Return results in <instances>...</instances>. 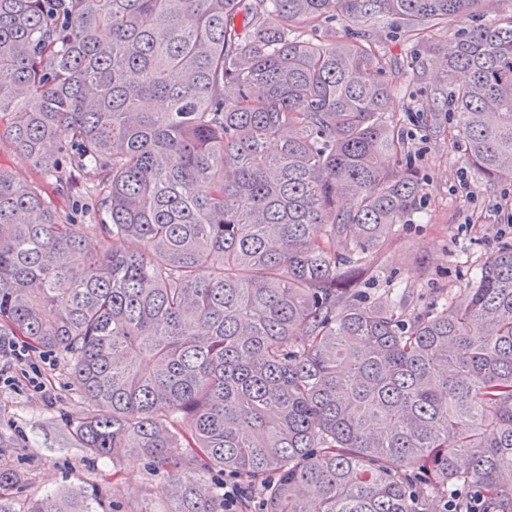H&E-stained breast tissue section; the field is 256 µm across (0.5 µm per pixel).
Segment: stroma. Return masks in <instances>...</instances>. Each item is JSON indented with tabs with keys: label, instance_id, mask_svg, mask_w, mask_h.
<instances>
[{
	"label": "stroma",
	"instance_id": "stroma-1",
	"mask_svg": "<svg viewBox=\"0 0 512 512\" xmlns=\"http://www.w3.org/2000/svg\"><path fill=\"white\" fill-rule=\"evenodd\" d=\"M418 62L408 89L394 94L389 110L403 152L419 172L421 207L396 225L378 253L383 273L369 283L367 294L394 288L424 313L466 287L489 255L512 243V180L488 182L475 174L454 140L453 113L433 118L426 111L437 86L429 46H420ZM31 357L43 370L48 394L30 390L20 369L14 385L0 388V466L22 476L16 507L32 494L97 489L104 512H165L169 501L144 458L128 455L115 467L79 448L74 428L89 404L65 354L35 349Z\"/></svg>",
	"mask_w": 512,
	"mask_h": 512
}]
</instances>
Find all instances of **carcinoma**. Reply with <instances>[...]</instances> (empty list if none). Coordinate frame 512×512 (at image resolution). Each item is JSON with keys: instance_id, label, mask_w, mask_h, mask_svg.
<instances>
[{"instance_id": "1", "label": "carcinoma", "mask_w": 512, "mask_h": 512, "mask_svg": "<svg viewBox=\"0 0 512 512\" xmlns=\"http://www.w3.org/2000/svg\"><path fill=\"white\" fill-rule=\"evenodd\" d=\"M482 2L0 0V134L46 182L0 167V324L70 355L105 410L80 447L144 457L167 512H224L218 475L259 512H512V245L425 314L362 294L421 191L369 22L469 21L433 44L436 107L512 179V19ZM77 176L93 249L54 201ZM20 482L0 467V512Z\"/></svg>"}]
</instances>
